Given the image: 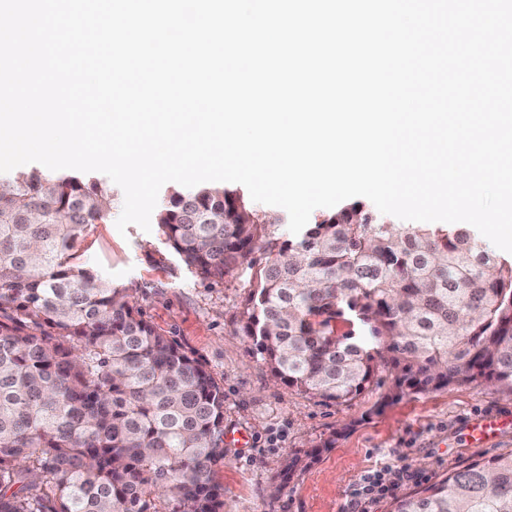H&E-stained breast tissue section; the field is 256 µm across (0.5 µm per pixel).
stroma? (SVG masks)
I'll use <instances>...</instances> for the list:
<instances>
[{
    "mask_svg": "<svg viewBox=\"0 0 512 512\" xmlns=\"http://www.w3.org/2000/svg\"><path fill=\"white\" fill-rule=\"evenodd\" d=\"M111 220L91 225L76 262L129 289L145 318L204 363L224 387L225 456L214 467L234 512H351L353 489L381 463L401 461L428 482L478 456L512 451V430L472 447L467 419L512 411V396L483 383L412 394L389 402L390 367H379L358 397L329 404L276 384L235 314L245 290L237 273L204 282L168 246L159 225L118 231L124 194L112 189ZM330 442L290 479L288 456Z\"/></svg>",
    "mask_w": 512,
    "mask_h": 512,
    "instance_id": "obj_1",
    "label": "stroma"
}]
</instances>
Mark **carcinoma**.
Segmentation results:
<instances>
[{"label":"carcinoma","mask_w":512,"mask_h":512,"mask_svg":"<svg viewBox=\"0 0 512 512\" xmlns=\"http://www.w3.org/2000/svg\"><path fill=\"white\" fill-rule=\"evenodd\" d=\"M188 205L224 221L190 223ZM111 211L84 173L0 180V512H224V387L129 289L74 263ZM158 224L200 279L238 272L239 329L288 388L340 405L389 365L391 401L478 381L512 396V258L461 225L354 202L282 240L223 186L172 194ZM391 512H512V453Z\"/></svg>","instance_id":"obj_1"}]
</instances>
